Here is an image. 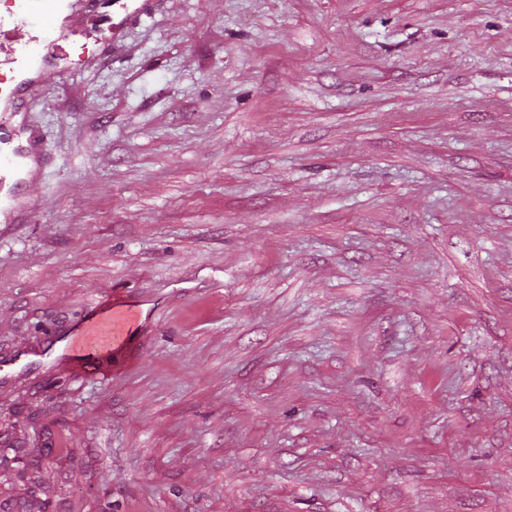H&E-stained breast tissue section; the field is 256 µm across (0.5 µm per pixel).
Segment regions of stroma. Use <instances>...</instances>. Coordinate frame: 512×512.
Wrapping results in <instances>:
<instances>
[{
  "label": "stroma",
  "mask_w": 512,
  "mask_h": 512,
  "mask_svg": "<svg viewBox=\"0 0 512 512\" xmlns=\"http://www.w3.org/2000/svg\"><path fill=\"white\" fill-rule=\"evenodd\" d=\"M76 22L0 224V512H512V0ZM125 344L64 353L102 297Z\"/></svg>",
  "instance_id": "obj_1"
}]
</instances>
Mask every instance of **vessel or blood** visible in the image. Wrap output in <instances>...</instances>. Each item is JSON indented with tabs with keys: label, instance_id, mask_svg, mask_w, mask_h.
Returning a JSON list of instances; mask_svg holds the SVG:
<instances>
[{
	"label": "vessel or blood",
	"instance_id": "obj_1",
	"mask_svg": "<svg viewBox=\"0 0 512 512\" xmlns=\"http://www.w3.org/2000/svg\"><path fill=\"white\" fill-rule=\"evenodd\" d=\"M56 0H21L15 10L0 15V52L8 51L12 72L8 87H0V124L10 126V139L0 141V222L25 224L31 219L26 193L34 173L48 163L44 137L37 126L20 122L18 115L27 93L42 83L70 76L58 60L69 27L59 24ZM150 0H112L116 20L112 24L111 49L122 45V29L131 20L148 13ZM131 312H115L97 305L87 311L77 328L75 347L88 357L99 358L124 335Z\"/></svg>",
	"mask_w": 512,
	"mask_h": 512
}]
</instances>
